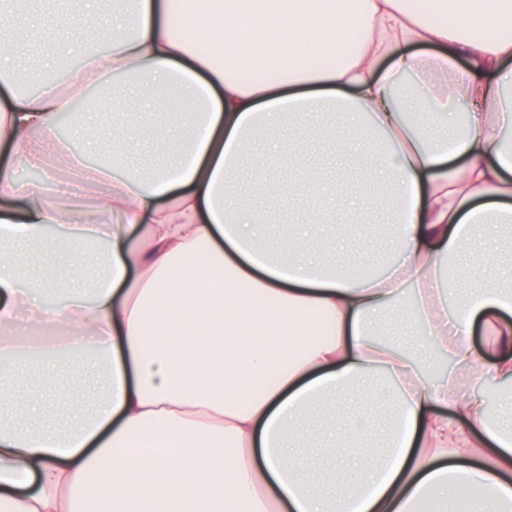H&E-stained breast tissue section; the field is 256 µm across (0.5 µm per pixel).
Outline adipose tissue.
<instances>
[{
    "instance_id": "adipose-tissue-1",
    "label": "adipose tissue",
    "mask_w": 512,
    "mask_h": 512,
    "mask_svg": "<svg viewBox=\"0 0 512 512\" xmlns=\"http://www.w3.org/2000/svg\"><path fill=\"white\" fill-rule=\"evenodd\" d=\"M176 2L134 0L106 51L81 59L85 81L123 76L112 100L125 112L145 86L159 108L170 88L188 92L196 117L159 139L179 148L161 174L117 180L111 164L87 166L54 135L74 96L50 80L20 93L0 76V252L107 246L90 292L69 291L24 328L23 297L43 291L0 266V512H430L439 497L512 512V431L476 388L512 382V292L472 249L486 226L512 224V0H211L193 14ZM35 31L26 17L0 25V73ZM423 89L436 104L418 124ZM328 110L393 181L395 256L372 276L312 258L319 213L289 216L281 248H266L263 216L237 196L254 135L294 138L306 158L314 142L296 131ZM77 114V132L97 141ZM57 160L68 200L14 176L21 162L54 178ZM459 261L469 287L452 302L447 268ZM391 311L421 326L412 352L381 338ZM91 354L106 358L94 411L71 394L64 426H26L50 416L43 394L13 393L30 360L49 362V386ZM440 357L453 379L424 376ZM379 388L391 417L380 454L355 468L337 454L327 477L299 461L314 401Z\"/></svg>"
}]
</instances>
